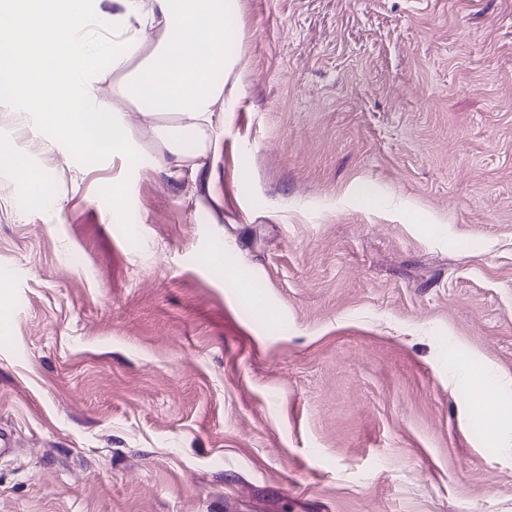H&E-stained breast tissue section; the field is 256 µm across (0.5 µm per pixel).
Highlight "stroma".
I'll list each match as a JSON object with an SVG mask.
<instances>
[{
	"label": "stroma",
	"mask_w": 512,
	"mask_h": 512,
	"mask_svg": "<svg viewBox=\"0 0 512 512\" xmlns=\"http://www.w3.org/2000/svg\"><path fill=\"white\" fill-rule=\"evenodd\" d=\"M238 6L196 179L0 107V512H512V0ZM19 162L8 146H0V166L9 168L14 175H21L29 181L28 205L32 209L45 210L56 204L54 195L49 190L47 181L28 172L19 170Z\"/></svg>",
	"instance_id": "1"
}]
</instances>
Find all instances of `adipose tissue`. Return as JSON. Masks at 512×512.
Here are the masks:
<instances>
[{"label": "adipose tissue", "instance_id": "adipose-tissue-1", "mask_svg": "<svg viewBox=\"0 0 512 512\" xmlns=\"http://www.w3.org/2000/svg\"><path fill=\"white\" fill-rule=\"evenodd\" d=\"M122 12H95L93 0H0V105L44 117L69 152L134 151L127 108L140 113L157 154L174 174L198 172L224 138L235 101L227 83L239 54L227 26L235 0H118ZM111 29L114 99L90 98L98 79L82 23Z\"/></svg>", "mask_w": 512, "mask_h": 512}]
</instances>
